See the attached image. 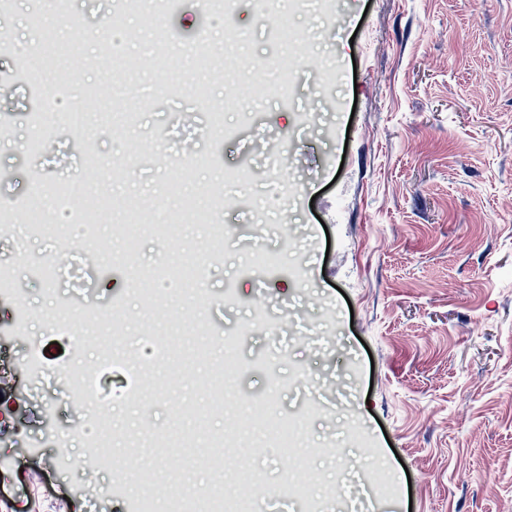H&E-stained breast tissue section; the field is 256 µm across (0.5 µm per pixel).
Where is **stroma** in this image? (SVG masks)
<instances>
[{
  "label": "stroma",
  "mask_w": 512,
  "mask_h": 512,
  "mask_svg": "<svg viewBox=\"0 0 512 512\" xmlns=\"http://www.w3.org/2000/svg\"><path fill=\"white\" fill-rule=\"evenodd\" d=\"M281 9L269 0L262 17L235 0L234 83L199 75L232 46L196 0H173L161 23L127 16L117 37L111 0L39 12L15 0L0 20V199L48 208L83 179L78 209L97 238L60 243V214L40 227L20 216L0 237V275L29 310L16 328L0 297V512H130L117 460L155 486L151 512H166L172 488L225 498L243 463L270 488L254 512H302L283 484L294 457L250 441V405L267 395L272 422L301 424L314 494L336 484L331 459L347 469L340 512H512V0H305L288 15L297 53L272 41ZM284 59L288 85L253 96ZM75 106L79 130L64 120ZM146 137L154 160L128 173L123 155ZM219 192L239 201L219 217L200 329L179 286L200 262L195 226L130 238L116 227L149 223L143 200L181 211ZM286 239L303 280L250 271ZM74 320L79 348L56 328ZM148 333L164 357L146 399L105 376L125 413L96 424L71 394L74 368ZM218 361L232 371H211Z\"/></svg>",
  "instance_id": "stroma-1"
}]
</instances>
